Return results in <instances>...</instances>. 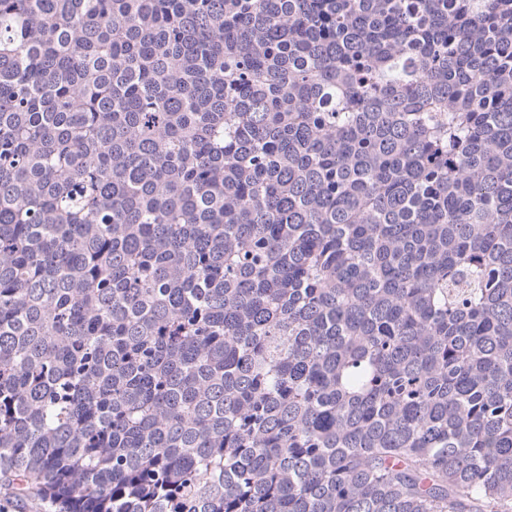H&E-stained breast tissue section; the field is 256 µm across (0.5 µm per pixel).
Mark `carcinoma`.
Returning a JSON list of instances; mask_svg holds the SVG:
<instances>
[{
  "instance_id": "carcinoma-1",
  "label": "carcinoma",
  "mask_w": 512,
  "mask_h": 512,
  "mask_svg": "<svg viewBox=\"0 0 512 512\" xmlns=\"http://www.w3.org/2000/svg\"><path fill=\"white\" fill-rule=\"evenodd\" d=\"M0 485L512 512V0H0Z\"/></svg>"
}]
</instances>
